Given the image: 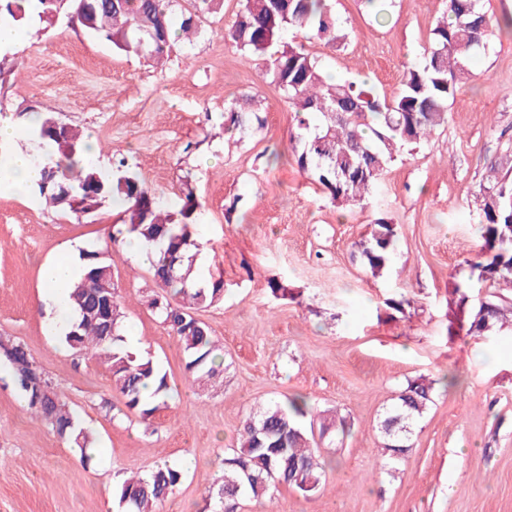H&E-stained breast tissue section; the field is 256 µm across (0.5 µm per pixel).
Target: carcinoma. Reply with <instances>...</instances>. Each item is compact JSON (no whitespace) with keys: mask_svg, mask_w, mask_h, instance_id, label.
Wrapping results in <instances>:
<instances>
[{"mask_svg":"<svg viewBox=\"0 0 512 512\" xmlns=\"http://www.w3.org/2000/svg\"><path fill=\"white\" fill-rule=\"evenodd\" d=\"M176 0H92L93 12L80 26L107 40L117 50L146 61L167 56L171 43L189 37L202 18L214 12L217 0H189L192 9L174 12ZM64 7L61 0H0V21L17 24L32 16L51 21L50 13ZM505 25L512 28V18ZM490 16L483 0H446L444 17L432 30L429 49L406 68L398 92L380 96L367 84L333 82L323 73L320 60L305 49L279 46L285 35L307 31L325 45L336 47L346 34L331 15L329 0H243L232 25L224 29L230 42L250 58L266 61L265 79L284 95L294 112L292 150L301 171L323 192L340 203L365 201L366 195L407 146L431 136L448 121V101L457 86L471 76L469 64L481 51L493 28L502 23ZM160 31L163 42H153L139 52L140 39L148 31ZM254 98L233 102L225 112L227 129L238 130L258 120ZM49 117L39 118L37 137L52 151L37 158L41 177H49L48 188L38 182L34 191L53 208L70 211L66 197H78L88 209L120 200L126 204L123 223L117 225L113 242L138 238L154 250L157 261L151 272L158 293L148 306L158 321L175 336L185 354V370L204 383L224 373L222 348L209 327H191L194 311L208 308L224 297V281L200 282L195 275V257L200 243L190 228L196 225L201 204L190 182L182 190L183 204L165 210L135 173L116 168L104 171L90 162L80 133L69 129L56 136ZM484 261L472 265L484 281L512 282V175L492 176L480 185L476 197ZM397 231L385 219L377 220L368 237L359 242L361 264L373 275L387 268ZM83 275L93 274L102 287L111 289L112 333L91 315L96 298L76 282L69 298L76 319L65 335L66 344L78 353L106 362L113 388L125 406L143 420L167 406L171 386L168 374L149 359L127 349L125 313L112 259L97 250L80 253ZM512 307L487 302L484 315L468 313L458 331L480 335L512 324L506 313ZM0 356L13 369L17 389L28 409L48 421L57 434L75 448L86 464L96 457L88 432L80 426L68 406L56 394L35 398L36 389L47 378L20 343L0 344ZM434 382L424 377L407 381L396 402L380 421L384 449L390 462L400 460L412 446L418 421L431 403ZM151 386L150 396L143 389ZM314 407L301 397L272 401L249 415L239 432V445L224 457L223 474L207 489L212 512H238L245 499L263 500L280 485L303 493L313 492L325 479L327 462L311 445L303 420ZM321 433L351 424L334 415H319ZM183 479L182 470L166 462L132 475L118 483L116 494L122 512H159Z\"/></svg>","mask_w":512,"mask_h":512,"instance_id":"1","label":"carcinoma"}]
</instances>
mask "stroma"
<instances>
[{
	"label": "stroma",
	"mask_w": 512,
	"mask_h": 512,
	"mask_svg": "<svg viewBox=\"0 0 512 512\" xmlns=\"http://www.w3.org/2000/svg\"><path fill=\"white\" fill-rule=\"evenodd\" d=\"M240 0L206 15L192 42L175 41L164 65L122 53L66 17L27 20L0 53V115L20 145L34 144L27 116H50L98 148L92 161L137 173L166 207L191 179L201 204L194 235L203 270L224 282L221 302L199 310L224 350V381L192 382L175 336L148 306L149 263L112 240L116 206L75 218L38 195L0 196V341L25 345L61 401L95 440L94 463L31 414L0 361V512H120L115 488L156 463L184 466L161 512H209L206 488L260 404L293 395L351 423L320 439L330 466L313 493L281 486L240 512H512V326L490 336H452L460 306L512 301V285L479 280L470 267L481 239L474 200L512 142V35L493 33L471 77L448 102V122L404 149L363 204L333 202L292 156L294 114L263 77L261 62L224 40ZM445 0H393L376 23L363 0H332L347 34L341 48L300 32L290 43L317 57L333 79L365 80L394 95L406 67L429 47ZM256 96L261 127L227 131L226 107ZM397 227L383 275L356 257L377 219ZM96 249L111 255L126 325L138 353L172 387L151 420L129 411L106 365L54 332L43 268ZM290 292L272 294L270 280ZM406 299L402 309L390 300ZM455 372L445 389L440 377ZM435 383L413 446L389 473L378 429L407 381Z\"/></svg>",
	"instance_id": "1"
}]
</instances>
